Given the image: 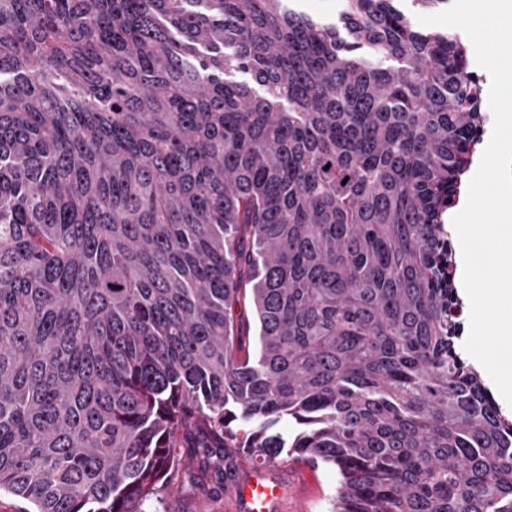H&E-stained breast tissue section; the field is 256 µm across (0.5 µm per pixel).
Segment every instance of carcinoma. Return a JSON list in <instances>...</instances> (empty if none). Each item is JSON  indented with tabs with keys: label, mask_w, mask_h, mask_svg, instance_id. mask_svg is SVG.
Returning <instances> with one entry per match:
<instances>
[{
	"label": "carcinoma",
	"mask_w": 512,
	"mask_h": 512,
	"mask_svg": "<svg viewBox=\"0 0 512 512\" xmlns=\"http://www.w3.org/2000/svg\"><path fill=\"white\" fill-rule=\"evenodd\" d=\"M394 2L0 0V492L143 512L290 456L331 512H512L444 219L483 88ZM291 7L314 19L336 22L340 9L339 0H294ZM451 239H452L451 241H452V245H453L454 252H455V264H456L454 283L456 286L457 294L461 301V310H460L461 317H459V320L461 321V324H462V332H463L462 336H463V343H464L469 334L470 303H469L468 298L463 296V294L461 292V288H459V279L461 277V270H460V265H459V255L461 252V246H460L459 241L455 240L454 238H451Z\"/></svg>",
	"instance_id": "1"
}]
</instances>
